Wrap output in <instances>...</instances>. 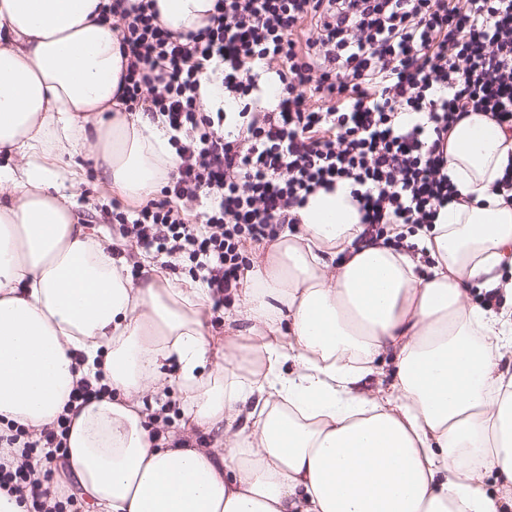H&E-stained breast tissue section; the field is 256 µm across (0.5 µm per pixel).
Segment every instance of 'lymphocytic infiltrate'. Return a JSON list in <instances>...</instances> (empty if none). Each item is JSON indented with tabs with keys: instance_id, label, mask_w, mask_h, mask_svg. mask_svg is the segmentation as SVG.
<instances>
[{
	"instance_id": "lymphocytic-infiltrate-1",
	"label": "lymphocytic infiltrate",
	"mask_w": 512,
	"mask_h": 512,
	"mask_svg": "<svg viewBox=\"0 0 512 512\" xmlns=\"http://www.w3.org/2000/svg\"><path fill=\"white\" fill-rule=\"evenodd\" d=\"M99 9L127 57V111L161 117L180 160L161 199L115 219L138 246L189 260L218 309L243 281V243L275 240L316 189L350 183L376 236L427 226L455 194L443 154L461 115L512 132V0H214L186 33L162 26L153 0ZM205 80L233 94L244 137L225 133L224 110L203 111ZM65 432L10 435L0 490L64 512L40 476Z\"/></svg>"
}]
</instances>
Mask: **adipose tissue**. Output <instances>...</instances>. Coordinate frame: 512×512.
<instances>
[{"label": "adipose tissue", "mask_w": 512, "mask_h": 512, "mask_svg": "<svg viewBox=\"0 0 512 512\" xmlns=\"http://www.w3.org/2000/svg\"><path fill=\"white\" fill-rule=\"evenodd\" d=\"M98 2L0 0V457L9 430L65 416L56 483L90 512L512 504V202L492 191L512 137L462 116L445 148L456 198L432 228L391 226L404 248L370 238L349 184L309 195L216 336L208 288L146 260L131 275L64 191L87 145L129 201L178 166L162 121L124 110L123 50ZM155 2L174 32L214 6ZM474 286L500 308L469 301ZM385 356L389 390L365 389ZM84 382L108 391L73 400ZM170 390L181 431L160 435L144 395ZM193 429L222 447L192 445Z\"/></svg>", "instance_id": "ef3b65f1"}]
</instances>
